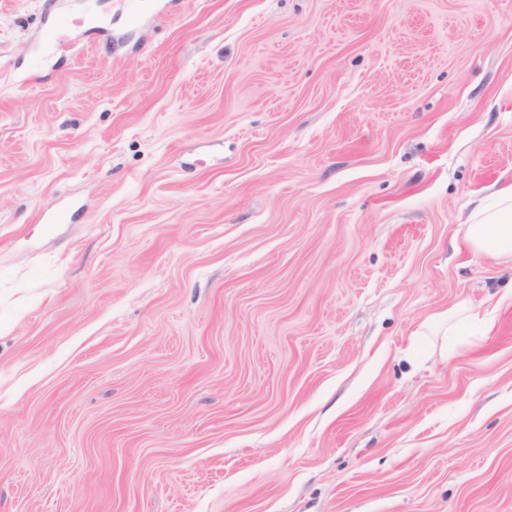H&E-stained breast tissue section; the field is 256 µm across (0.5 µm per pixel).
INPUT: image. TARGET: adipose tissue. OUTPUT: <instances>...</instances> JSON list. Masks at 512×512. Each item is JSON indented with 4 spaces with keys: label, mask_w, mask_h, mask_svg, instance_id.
<instances>
[{
    "label": "adipose tissue",
    "mask_w": 512,
    "mask_h": 512,
    "mask_svg": "<svg viewBox=\"0 0 512 512\" xmlns=\"http://www.w3.org/2000/svg\"><path fill=\"white\" fill-rule=\"evenodd\" d=\"M495 197L491 206L476 199L463 239L473 253L512 262V182L500 187Z\"/></svg>",
    "instance_id": "adipose-tissue-1"
}]
</instances>
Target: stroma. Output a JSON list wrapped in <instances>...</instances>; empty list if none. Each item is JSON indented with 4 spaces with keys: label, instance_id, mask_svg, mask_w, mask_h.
<instances>
[{
    "label": "stroma",
    "instance_id": "35a3bbf8",
    "mask_svg": "<svg viewBox=\"0 0 512 512\" xmlns=\"http://www.w3.org/2000/svg\"><path fill=\"white\" fill-rule=\"evenodd\" d=\"M511 181L512 0H0V512H512ZM495 197L493 206L482 198L473 201L463 240L475 254L512 263V182L500 187ZM435 317L440 323H448L447 341L448 339L460 340L465 331L475 325L482 326L484 335L490 333L494 327L492 322L486 321L485 317L480 315L479 310L467 305H458L446 312L437 314Z\"/></svg>",
    "mask_w": 512,
    "mask_h": 512
}]
</instances>
